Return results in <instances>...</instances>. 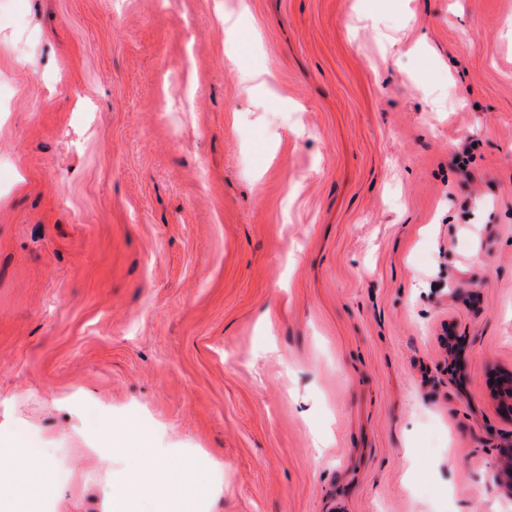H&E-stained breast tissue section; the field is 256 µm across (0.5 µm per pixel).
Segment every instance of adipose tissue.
<instances>
[{"mask_svg": "<svg viewBox=\"0 0 512 512\" xmlns=\"http://www.w3.org/2000/svg\"><path fill=\"white\" fill-rule=\"evenodd\" d=\"M132 439L139 441L145 452L112 480L104 512H191L194 492L175 471V449L155 447L153 437L132 425L102 430L93 450L98 466L112 470L119 461L117 449Z\"/></svg>", "mask_w": 512, "mask_h": 512, "instance_id": "obj_1", "label": "adipose tissue"}]
</instances>
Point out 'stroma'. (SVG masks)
<instances>
[{
    "instance_id": "35a3bbf8",
    "label": "stroma",
    "mask_w": 512,
    "mask_h": 512,
    "mask_svg": "<svg viewBox=\"0 0 512 512\" xmlns=\"http://www.w3.org/2000/svg\"><path fill=\"white\" fill-rule=\"evenodd\" d=\"M502 372L512 0H0V430L69 512L86 403L198 512H512Z\"/></svg>"
}]
</instances>
